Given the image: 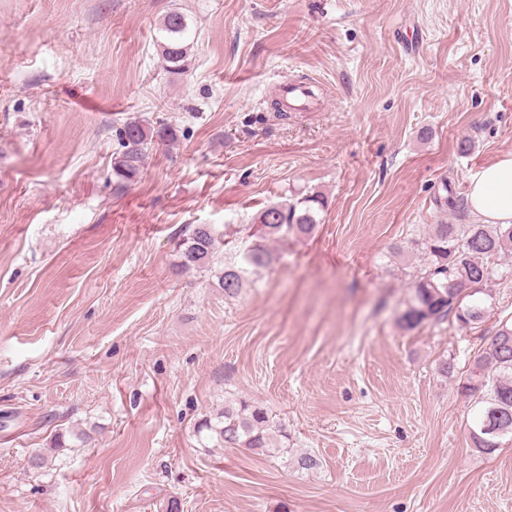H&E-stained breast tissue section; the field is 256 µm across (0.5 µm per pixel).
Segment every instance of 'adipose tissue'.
Listing matches in <instances>:
<instances>
[{"mask_svg":"<svg viewBox=\"0 0 512 512\" xmlns=\"http://www.w3.org/2000/svg\"><path fill=\"white\" fill-rule=\"evenodd\" d=\"M472 213L486 224H512V154L485 166L471 179Z\"/></svg>","mask_w":512,"mask_h":512,"instance_id":"1","label":"adipose tissue"}]
</instances>
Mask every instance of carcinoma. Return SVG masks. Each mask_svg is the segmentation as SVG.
I'll return each mask as SVG.
<instances>
[{
  "mask_svg": "<svg viewBox=\"0 0 512 512\" xmlns=\"http://www.w3.org/2000/svg\"><path fill=\"white\" fill-rule=\"evenodd\" d=\"M158 30L163 61L170 69L181 67L188 51L185 15L168 12ZM119 135L123 152L113 170L124 187L139 178L154 130L133 120L124 124ZM321 208V195L313 193L263 209L248 228L251 243L242 252L244 266L226 268L219 277L224 295L239 293L248 269H263L273 262L268 243L311 235L319 224L316 215ZM218 236L219 231L210 224L193 225L177 243L179 267L190 271L207 266ZM415 247L424 254L426 269L400 316L401 328L410 330L451 319L459 328L468 329L491 314L494 296L488 284L497 271L490 266V259L512 249V224H435ZM458 393L476 409L468 428L474 448L491 454L503 438H512V320L499 322L488 346L460 377ZM202 433L223 447L250 448L263 455L280 452L267 412L244 400L203 420L197 427V434Z\"/></svg>",
  "mask_w": 512,
  "mask_h": 512,
  "instance_id": "cac0c4a2",
  "label": "carcinoma"
}]
</instances>
